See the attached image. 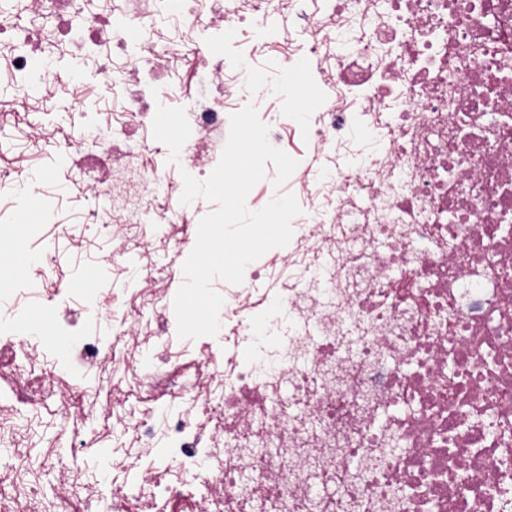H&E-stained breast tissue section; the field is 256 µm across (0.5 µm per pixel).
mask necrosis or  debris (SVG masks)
Wrapping results in <instances>:
<instances>
[{"label":"necrosis or debris","mask_w":512,"mask_h":512,"mask_svg":"<svg viewBox=\"0 0 512 512\" xmlns=\"http://www.w3.org/2000/svg\"><path fill=\"white\" fill-rule=\"evenodd\" d=\"M66 57L95 60L120 117L98 118L92 139L81 111L74 131L27 135L62 140L81 191L107 199L84 229L113 256L195 247L202 202L171 220L153 205L216 167L255 59L304 60L312 103L295 110L289 80L266 90L277 117L259 118L298 166L279 190L267 168L246 205L283 191L301 212L285 248L222 289L232 344L175 348L174 261L56 314L54 345L106 385L49 367L22 288L1 277L14 308L0 319V443L49 403L74 450L122 422L143 456L113 512H152L159 495L172 512H512V0H0V87L26 106L77 88ZM170 100L180 150L161 161L146 131ZM277 268L287 285L259 288ZM101 317L110 334L92 332ZM163 405L175 411L159 428ZM161 445L166 467L150 458ZM212 458L196 499L181 468ZM39 503L37 481L0 467V512Z\"/></svg>","instance_id":"1"}]
</instances>
